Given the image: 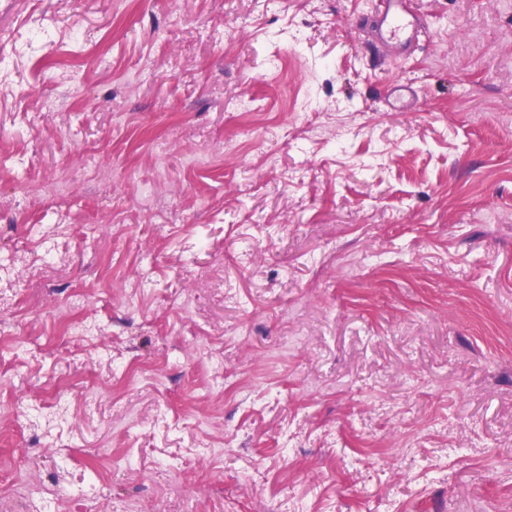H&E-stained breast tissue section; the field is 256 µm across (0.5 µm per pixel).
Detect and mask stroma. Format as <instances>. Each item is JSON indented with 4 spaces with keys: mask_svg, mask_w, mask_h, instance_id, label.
Returning <instances> with one entry per match:
<instances>
[{
    "mask_svg": "<svg viewBox=\"0 0 512 512\" xmlns=\"http://www.w3.org/2000/svg\"><path fill=\"white\" fill-rule=\"evenodd\" d=\"M415 3L0 0V512H512V0ZM376 32L380 42L395 44L400 54H406L419 32L417 14L408 0H375Z\"/></svg>",
    "mask_w": 512,
    "mask_h": 512,
    "instance_id": "1",
    "label": "stroma"
}]
</instances>
